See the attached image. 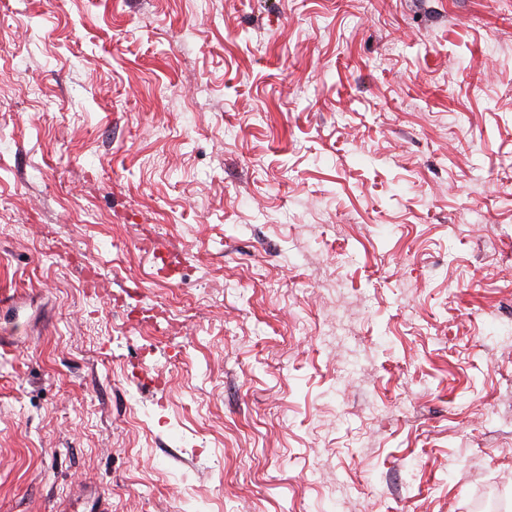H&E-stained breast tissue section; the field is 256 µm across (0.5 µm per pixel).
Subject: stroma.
Wrapping results in <instances>:
<instances>
[{"instance_id": "stroma-1", "label": "stroma", "mask_w": 512, "mask_h": 512, "mask_svg": "<svg viewBox=\"0 0 512 512\" xmlns=\"http://www.w3.org/2000/svg\"><path fill=\"white\" fill-rule=\"evenodd\" d=\"M0 15V512H512V0Z\"/></svg>"}]
</instances>
